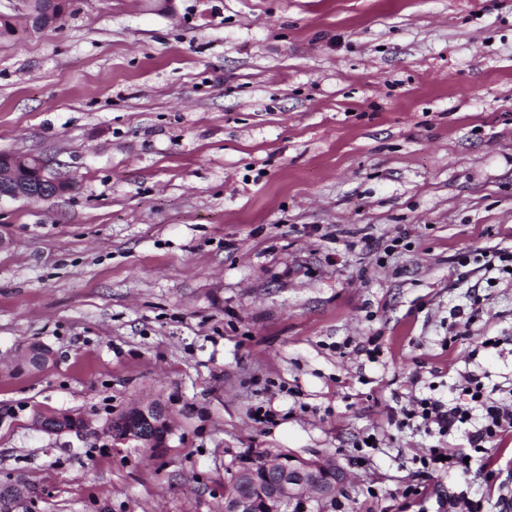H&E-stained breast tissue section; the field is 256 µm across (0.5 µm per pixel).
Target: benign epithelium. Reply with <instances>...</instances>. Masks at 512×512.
I'll list each match as a JSON object with an SVG mask.
<instances>
[{
	"mask_svg": "<svg viewBox=\"0 0 512 512\" xmlns=\"http://www.w3.org/2000/svg\"><path fill=\"white\" fill-rule=\"evenodd\" d=\"M35 166L39 183L32 185L20 180L15 173L13 162L0 164V197L11 199L41 198L54 196L71 190V182L60 172L50 171L51 162L40 156H27ZM34 427L48 434H62L81 427L88 432V420L56 413L37 415ZM171 432L170 417L165 407L159 404L140 406L131 412V421L120 438L122 442H135L148 447L153 444L150 430ZM273 479L260 481L256 472L247 466L235 473L238 478L235 491L224 496V512H259L258 504L268 507L271 512H316L319 504L336 499L339 487L346 481L347 473L332 461L323 460L317 464L294 456H280L264 465Z\"/></svg>",
	"mask_w": 512,
	"mask_h": 512,
	"instance_id": "7a95c632",
	"label": "benign epithelium"
}]
</instances>
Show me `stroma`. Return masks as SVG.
<instances>
[{
    "label": "stroma",
    "mask_w": 512,
    "mask_h": 512,
    "mask_svg": "<svg viewBox=\"0 0 512 512\" xmlns=\"http://www.w3.org/2000/svg\"><path fill=\"white\" fill-rule=\"evenodd\" d=\"M0 12L20 33L0 37V153L72 183L0 198L17 512H224L230 472L279 454L346 470L322 512H466L462 492L503 512L512 434L490 469L430 474L440 437L393 418L469 371L512 399V280L458 263L512 246V0H71L37 31L22 0ZM151 403L163 446L113 443ZM39 412L93 430L44 434Z\"/></svg>",
    "instance_id": "1"
}]
</instances>
